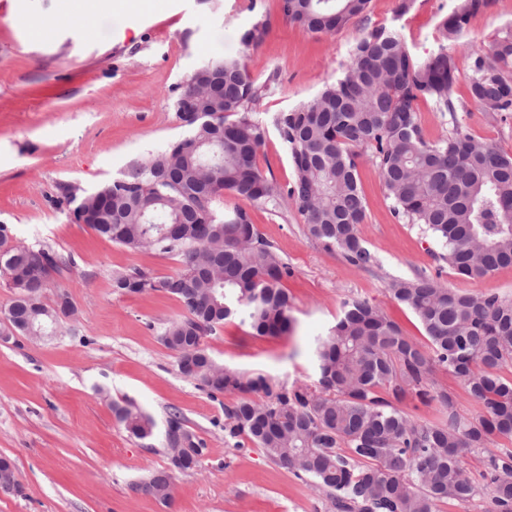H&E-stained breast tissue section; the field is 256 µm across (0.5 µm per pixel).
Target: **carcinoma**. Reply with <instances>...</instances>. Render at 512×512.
I'll list each match as a JSON object with an SVG mask.
<instances>
[{"mask_svg":"<svg viewBox=\"0 0 512 512\" xmlns=\"http://www.w3.org/2000/svg\"><path fill=\"white\" fill-rule=\"evenodd\" d=\"M370 0H283L284 15L313 34H331L359 17ZM491 0H458L440 23L437 47L413 55L399 30L364 31L339 77L312 99L278 113L273 124L294 166L282 188L261 172L258 156L266 122L260 107L268 85L256 83L238 59H211L190 77L180 96L198 111L176 109L187 132L132 170L112 180V209L95 192L58 187L59 202L88 214L99 236L129 250L150 248L179 257L171 275L134 269L112 274V287L130 295L162 293L184 314L160 328L162 344L178 372L210 396L238 395L224 408V432L247 437L274 463L313 479L334 512H437L448 501L476 492L459 451L484 448L497 436L512 437V300L495 293H462L442 272L388 282L390 296L421 325L426 345L403 335L380 309L359 299L343 302L342 316L316 340L319 374L313 385L278 386L263 374L241 375L216 362L206 346L231 319L258 336L292 330L290 296L282 281L292 275L275 246L244 207L224 211L226 195L255 207L276 209L291 201L308 235L322 248L359 268L373 257L360 234L367 202L359 159L369 153L395 219L431 236L437 258L456 274L481 280L512 267V156L476 140L460 124L455 87L460 69L449 45L471 16ZM267 31L258 21L241 34L246 46ZM468 90L481 111L512 122V28L470 52ZM425 100L448 118V134L428 140L417 115ZM61 276L72 261L42 244L16 243L0 224V274L14 298L0 313V329L16 334L53 332L75 311L60 294L49 304V281L33 260ZM443 368L467 384L480 409L478 423L460 415L457 399L434 386ZM412 396L435 403L444 418L422 424L396 403ZM117 421L145 439L154 423L130 399L112 403ZM167 448H187L170 468L186 472L207 452L202 439L170 415ZM492 512H512V452L490 457L482 473ZM156 499L170 498L169 475L139 486Z\"/></svg>","mask_w":512,"mask_h":512,"instance_id":"carcinoma-1","label":"carcinoma"}]
</instances>
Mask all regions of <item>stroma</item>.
<instances>
[{
	"mask_svg": "<svg viewBox=\"0 0 512 512\" xmlns=\"http://www.w3.org/2000/svg\"><path fill=\"white\" fill-rule=\"evenodd\" d=\"M371 0L364 17L333 34H311L288 20L282 0H154L136 17L103 11L84 32L66 19L62 0H0V224L22 244L42 243L69 258L46 300L66 294L74 316L55 338L25 336L0 343V455L15 463L20 490L0 492V512H328L312 479L269 460L246 437L224 436V407L234 395L211 398L176 370L160 328L181 317L174 298L113 290V272L141 269L166 276L176 257L131 251L74 223L57 205V187L92 190L145 161L184 135L174 101L204 62L240 59L257 83L269 84L264 119L310 100L333 82L363 30L396 26L409 50L424 56L455 0ZM262 40L244 46L240 35L256 21ZM512 27V0H493L471 17L452 49L467 69L472 45L489 44ZM460 122L476 138L512 155V124L487 119L459 81ZM263 174L279 186L294 176L290 153L269 129L259 155ZM367 201L360 226L372 266L349 265L306 232L292 203L251 215L280 251L292 275L295 328L271 339L252 335L239 320L208 337L211 355L241 374L262 373L279 385L317 380L315 336L333 326L344 300L381 308L405 336L424 342L414 315L394 301L387 283L438 268L437 245L416 225L398 222L370 158L359 167ZM448 287L491 291L512 300V267L479 281L445 270ZM132 399L154 421L151 437L130 436L112 413ZM179 413L208 448L201 465L171 472V497L162 502L138 490L169 469L167 420Z\"/></svg>",
	"mask_w": 512,
	"mask_h": 512,
	"instance_id": "stroma-1",
	"label": "stroma"
}]
</instances>
